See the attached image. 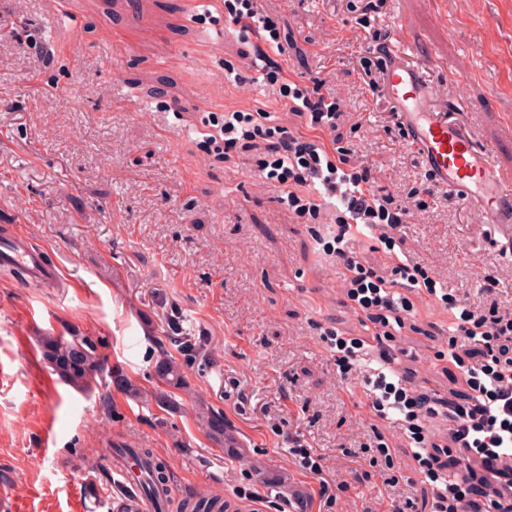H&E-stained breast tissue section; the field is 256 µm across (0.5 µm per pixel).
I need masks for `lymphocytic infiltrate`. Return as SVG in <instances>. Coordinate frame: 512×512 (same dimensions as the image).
Instances as JSON below:
<instances>
[{"label": "lymphocytic infiltrate", "mask_w": 512, "mask_h": 512, "mask_svg": "<svg viewBox=\"0 0 512 512\" xmlns=\"http://www.w3.org/2000/svg\"><path fill=\"white\" fill-rule=\"evenodd\" d=\"M224 18L239 34L263 40L265 47L257 52L263 77L300 120L297 129L274 127V157L267 163L269 177L287 189L289 209L315 215L323 202L334 199L346 212L338 226L336 256L346 297L373 331L366 340L335 337L340 375L351 374L361 356L376 355L378 367L365 379L371 406L382 418L400 415L415 447L413 457L431 483L429 512H473L477 494L487 498L490 512H501L504 503H512V310L495 305L461 309L456 335L448 340V360L465 373L470 392L463 401L408 388L409 378L398 367L393 330L404 327L405 314L413 310L409 291L422 286L435 293L436 281L421 263L397 260L387 269L367 267L343 247L360 226L380 229L381 240H388L390 231L405 223L408 209L392 193L376 188L370 166L351 164L350 149L321 141L322 133L338 127L339 104L324 93L321 81L301 85L274 70L271 57L282 47L272 19L257 12L255 0H224ZM268 118L265 112L225 113V151L255 139ZM461 340L468 346L459 353L455 346ZM437 416L447 420L448 441L455 450L445 458L426 426Z\"/></svg>", "instance_id": "f902f5d3"}]
</instances>
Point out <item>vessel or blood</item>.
I'll list each match as a JSON object with an SVG mask.
<instances>
[{"label": "vessel or blood", "instance_id": "vessel-or-blood-1", "mask_svg": "<svg viewBox=\"0 0 512 512\" xmlns=\"http://www.w3.org/2000/svg\"><path fill=\"white\" fill-rule=\"evenodd\" d=\"M386 57V100L436 184L479 203L477 215L484 222L512 225V186L506 185L490 163L473 132L451 120L447 108L437 104L419 65L391 50ZM0 266L22 268L28 281L36 285L51 287L62 279L59 269L46 264L40 251L18 233L0 242Z\"/></svg>", "mask_w": 512, "mask_h": 512}]
</instances>
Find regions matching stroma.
I'll list each match as a JSON object with an SVG mask.
<instances>
[{
    "label": "stroma",
    "mask_w": 512,
    "mask_h": 512,
    "mask_svg": "<svg viewBox=\"0 0 512 512\" xmlns=\"http://www.w3.org/2000/svg\"><path fill=\"white\" fill-rule=\"evenodd\" d=\"M257 5L280 28L282 76L324 82L352 163L409 206L402 254L463 305L512 308V227L479 222L436 185L361 67H384L378 40L392 39L512 181V0ZM247 49L224 0H0V236L26 235L67 281L39 288L0 267V512H114L124 488L107 451L125 447L165 460L172 498L220 496L238 512H394L428 493L400 429L369 404V364L339 377L323 336L368 335L327 250L335 207L298 217L253 157L224 155L225 113L299 123ZM410 299L403 367L425 389L465 391L439 359L453 311L422 290ZM173 322L200 350L181 365L180 410L167 412L114 378L154 392ZM74 335L108 359L85 394L42 354L44 337ZM198 397L244 458L198 429ZM296 439L321 473L290 454Z\"/></svg>",
    "instance_id": "35a3bbf8"
}]
</instances>
